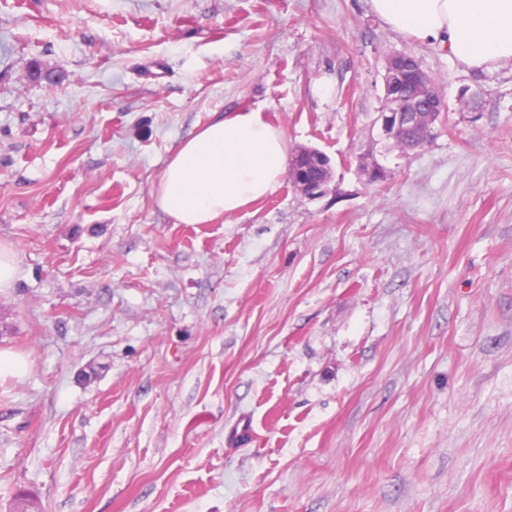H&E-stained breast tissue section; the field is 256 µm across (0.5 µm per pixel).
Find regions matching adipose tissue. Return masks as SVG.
Masks as SVG:
<instances>
[{"mask_svg": "<svg viewBox=\"0 0 512 512\" xmlns=\"http://www.w3.org/2000/svg\"><path fill=\"white\" fill-rule=\"evenodd\" d=\"M393 29L437 44L472 69L512 61V0H371ZM287 141L262 112L220 116L182 142L155 190L178 224H211L272 192Z\"/></svg>", "mask_w": 512, "mask_h": 512, "instance_id": "adipose-tissue-1", "label": "adipose tissue"}]
</instances>
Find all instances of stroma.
I'll return each instance as SVG.
<instances>
[{"label": "stroma", "mask_w": 512, "mask_h": 512, "mask_svg": "<svg viewBox=\"0 0 512 512\" xmlns=\"http://www.w3.org/2000/svg\"><path fill=\"white\" fill-rule=\"evenodd\" d=\"M393 54L446 104L413 151ZM249 109L328 193L174 223L166 163ZM0 252V512H512V61L368 0H0ZM419 112L409 93H394L390 99V106L381 112V128L384 135L395 138L404 130H408L414 124L415 114Z\"/></svg>", "instance_id": "35a3bbf8"}]
</instances>
